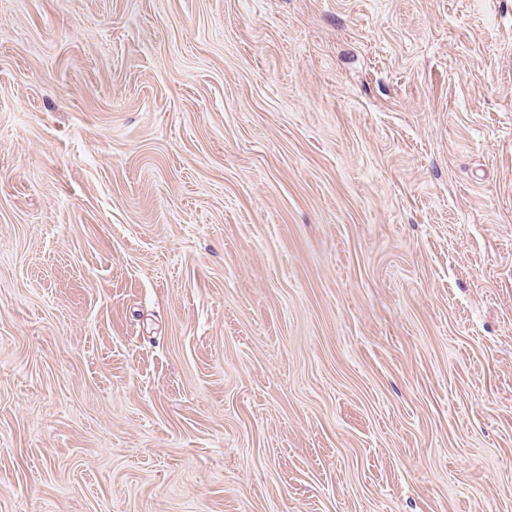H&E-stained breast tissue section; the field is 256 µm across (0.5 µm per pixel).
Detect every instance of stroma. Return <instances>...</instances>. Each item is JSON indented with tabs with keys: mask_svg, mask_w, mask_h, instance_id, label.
<instances>
[{
	"mask_svg": "<svg viewBox=\"0 0 512 512\" xmlns=\"http://www.w3.org/2000/svg\"><path fill=\"white\" fill-rule=\"evenodd\" d=\"M0 512H512V0H0Z\"/></svg>",
	"mask_w": 512,
	"mask_h": 512,
	"instance_id": "1",
	"label": "stroma"
}]
</instances>
